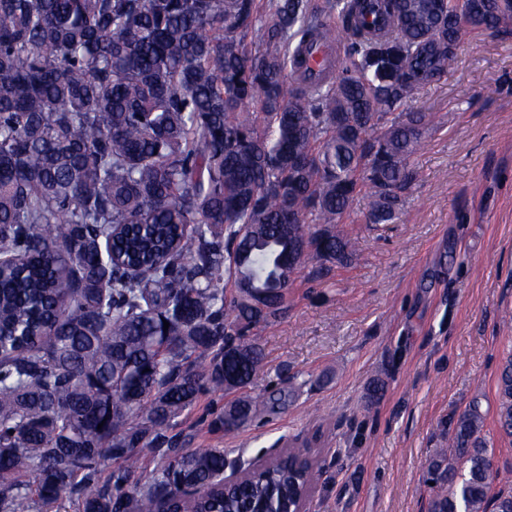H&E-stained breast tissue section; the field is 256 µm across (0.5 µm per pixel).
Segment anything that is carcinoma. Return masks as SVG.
I'll return each mask as SVG.
<instances>
[{
	"label": "carcinoma",
	"mask_w": 512,
	"mask_h": 512,
	"mask_svg": "<svg viewBox=\"0 0 512 512\" xmlns=\"http://www.w3.org/2000/svg\"><path fill=\"white\" fill-rule=\"evenodd\" d=\"M269 2L0 0V512H288L303 488L276 464L226 496L224 449L176 452L167 431L250 385L263 355L242 337L309 261L352 260L337 224L356 196L366 223L396 219L435 120L405 106L453 58L433 0H334L332 23ZM446 7L450 40L512 36V0ZM320 41L345 57L316 79ZM498 397L512 439V355ZM264 411L241 396L212 426ZM482 428L474 403L429 461V512H512Z\"/></svg>",
	"instance_id": "cac0c4a2"
}]
</instances>
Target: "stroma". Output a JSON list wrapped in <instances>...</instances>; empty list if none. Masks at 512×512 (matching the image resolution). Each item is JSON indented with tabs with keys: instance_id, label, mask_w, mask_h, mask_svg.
I'll list each match as a JSON object with an SVG mask.
<instances>
[{
	"instance_id": "obj_1",
	"label": "stroma",
	"mask_w": 512,
	"mask_h": 512,
	"mask_svg": "<svg viewBox=\"0 0 512 512\" xmlns=\"http://www.w3.org/2000/svg\"><path fill=\"white\" fill-rule=\"evenodd\" d=\"M408 108L440 122L411 158L419 179L398 218L372 227L354 198L341 229L358 259L309 262L286 310L250 332L266 368L248 391L267 411L234 434L211 431L231 399L217 391L171 430L177 447L220 448L231 462L309 444L307 512H427V463L475 402L497 484L512 487V440L496 426L512 355V39L469 33Z\"/></svg>"
}]
</instances>
